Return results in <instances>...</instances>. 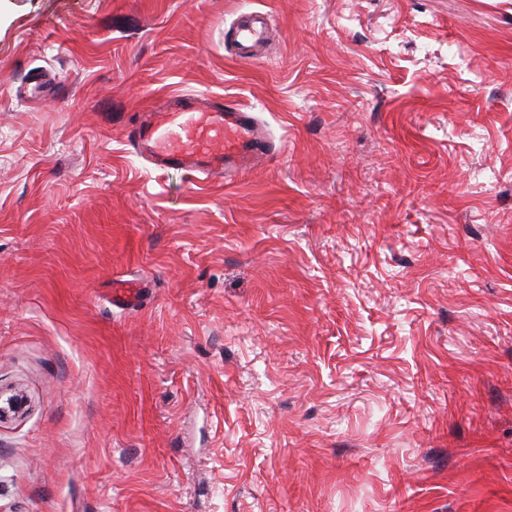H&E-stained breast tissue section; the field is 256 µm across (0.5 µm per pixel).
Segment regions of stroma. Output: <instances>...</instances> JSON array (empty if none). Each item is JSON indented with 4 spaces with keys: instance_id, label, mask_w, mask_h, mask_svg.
Listing matches in <instances>:
<instances>
[{
    "instance_id": "stroma-1",
    "label": "stroma",
    "mask_w": 512,
    "mask_h": 512,
    "mask_svg": "<svg viewBox=\"0 0 512 512\" xmlns=\"http://www.w3.org/2000/svg\"><path fill=\"white\" fill-rule=\"evenodd\" d=\"M173 94L268 159L153 169ZM16 393L0 512H512V0H0Z\"/></svg>"
}]
</instances>
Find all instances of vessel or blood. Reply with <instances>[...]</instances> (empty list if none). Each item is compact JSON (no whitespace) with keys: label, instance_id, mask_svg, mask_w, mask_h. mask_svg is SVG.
Returning a JSON list of instances; mask_svg holds the SVG:
<instances>
[{"label":"vessel or blood","instance_id":"obj_1","mask_svg":"<svg viewBox=\"0 0 512 512\" xmlns=\"http://www.w3.org/2000/svg\"><path fill=\"white\" fill-rule=\"evenodd\" d=\"M133 144L149 153L157 170L231 181L262 157L263 131L245 112L224 110L204 96H173L143 113L131 130Z\"/></svg>","mask_w":512,"mask_h":512}]
</instances>
